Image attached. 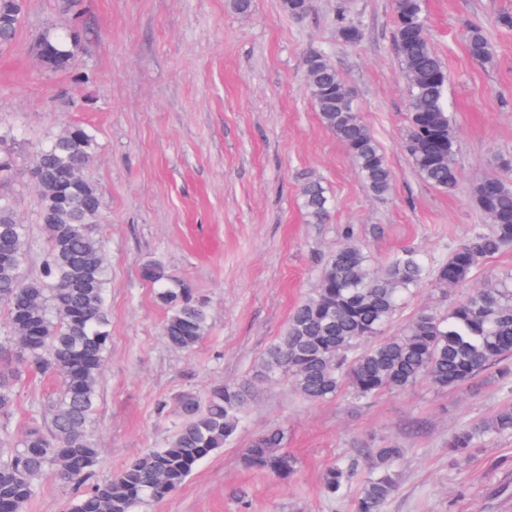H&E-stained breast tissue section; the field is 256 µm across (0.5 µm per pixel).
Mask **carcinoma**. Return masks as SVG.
<instances>
[{
  "instance_id": "1",
  "label": "carcinoma",
  "mask_w": 512,
  "mask_h": 512,
  "mask_svg": "<svg viewBox=\"0 0 512 512\" xmlns=\"http://www.w3.org/2000/svg\"><path fill=\"white\" fill-rule=\"evenodd\" d=\"M61 23L45 28L43 50L54 58L50 73L75 68L83 42L68 37L80 0H57ZM27 10V0H0V47L11 45ZM393 41L406 80L409 125L402 146L420 177L452 192L459 183L454 160L455 131L448 110V72L431 45L423 0H395ZM466 45L476 61L491 65L494 55L485 29L466 25ZM309 95L322 125L336 135L353 159L367 189L387 196L394 174L370 129L362 122L352 93L336 67L320 51L304 59ZM93 132L75 125L39 146L32 170L44 172L38 186L39 221L46 254L39 274L27 272L29 230L12 202L0 196V304L7 312L6 340L0 344V512H23L51 474L76 490L66 512H136L141 505L178 491L198 464L240 432L242 413L252 396L248 383L216 384L203 396L186 391L177 399L181 424L161 448H150L120 472L95 480L100 451L88 426L95 410L111 340L108 307L110 278L96 237L101 208L97 185L85 177L93 159ZM490 229L471 236L428 269L412 250L396 254L382 268L345 232V243L321 269L317 288L293 310L285 332L265 351L257 368L262 379H289L309 402L340 395L367 401L384 390H404L422 378L437 388L469 385L489 368L497 369L512 393V273L490 275L472 285L489 258L512 247V182L483 180L475 191ZM300 206L311 224H321L331 209L327 189L316 178L300 189ZM167 310V343L191 350L205 337L208 316L184 282L157 262L141 268ZM441 292L464 293L448 311L424 308L398 334L386 328L401 301L427 278ZM56 376L59 391L32 409L17 440L8 419L16 384L24 374ZM49 414L43 427L39 417ZM512 434V405L463 425L449 451L467 455L485 438ZM284 432L272 429L244 449L246 467L289 478L296 460L283 451ZM404 449L386 443L374 449L370 470L352 497L353 512H383L397 490L396 467ZM353 467L339 460L322 475L326 498L349 496Z\"/></svg>"
}]
</instances>
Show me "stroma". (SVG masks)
Returning <instances> with one entry per match:
<instances>
[{"instance_id":"1","label":"stroma","mask_w":512,"mask_h":512,"mask_svg":"<svg viewBox=\"0 0 512 512\" xmlns=\"http://www.w3.org/2000/svg\"><path fill=\"white\" fill-rule=\"evenodd\" d=\"M82 0L85 50L66 73L40 71L30 47L58 21L55 0H28L13 44L0 48V132L31 159L35 147L81 124L96 136L87 176L100 189L97 233L111 278L112 335L89 425L105 479L180 423L177 396L242 382L318 284L324 261L353 226L375 266L403 249L429 263L486 224L473 188L512 160V29L497 25L512 0H424L432 46L447 68L455 117L453 192L421 179L401 147L409 101L393 46L395 0H312L300 20L280 0ZM363 31L344 43L336 17ZM486 28L495 61L470 57L463 24ZM323 52L354 96L395 174L392 192L372 195L344 145L321 123L303 66ZM320 179L333 208L307 223L299 207L305 178ZM34 241L28 271L38 273L46 243L37 191L27 168L0 178ZM149 261L186 281L209 316L200 344L186 352L163 335L167 318L141 276ZM460 296L426 282L397 312L396 334L419 310L446 311ZM59 387L52 376L24 380L9 418L13 436L31 402ZM512 400L495 370L445 391L421 379L359 403L304 400L286 379L255 383L237 439L204 459L172 496L139 512H351L327 500L322 474L337 460L371 464L386 442L404 450L400 485L385 512H512V436L487 440L467 457L448 439L468 421ZM285 430L298 461L282 479L247 468L251 440Z\"/></svg>"}]
</instances>
